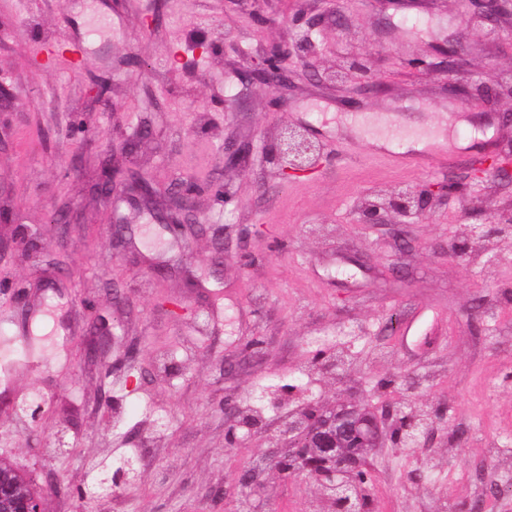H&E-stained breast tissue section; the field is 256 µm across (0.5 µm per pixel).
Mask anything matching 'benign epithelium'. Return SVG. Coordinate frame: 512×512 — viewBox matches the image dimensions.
I'll list each match as a JSON object with an SVG mask.
<instances>
[{
    "label": "benign epithelium",
    "instance_id": "benign-epithelium-1",
    "mask_svg": "<svg viewBox=\"0 0 512 512\" xmlns=\"http://www.w3.org/2000/svg\"><path fill=\"white\" fill-rule=\"evenodd\" d=\"M512 0H480L478 12L461 15L460 24L465 30L483 22L501 17L503 4ZM463 37H457L448 49L443 77L452 82L457 59L462 54ZM308 53V46L301 41L294 45L274 43L268 46L263 57L247 65V72L254 82L272 88L273 102L282 109L286 105V91L292 83L288 60L301 58ZM366 73L363 58L354 56L339 69L325 74L330 82L344 81L353 74ZM151 134L148 127H140L135 136L118 140L128 166H112V176L106 175L93 185L95 198L112 203L130 200L148 208L154 220L166 225L174 238L185 240L205 226L207 218L195 210V196L201 187L192 179L185 178L168 184L165 189L145 192L143 181L149 173L135 167L134 143ZM324 158L323 146L310 138L302 128L286 125L278 131L266 148L267 162L283 176L315 171ZM252 160L249 143H239L233 149L224 147V164L246 167ZM474 179L481 180L487 171L512 170V145L508 150L471 165ZM452 192L448 184H419L405 187L389 195L363 199L355 208L358 224H407L422 217L436 200H443ZM512 224V210H501L493 220L483 224L454 245L455 255L468 252L474 241L497 236L503 225ZM236 258L244 261L245 253L229 251L225 239H220L212 260L219 265ZM120 322L112 314L97 316V326L89 340L88 353L95 358L103 355L114 329ZM45 398L29 401L22 406L28 419L39 422L45 415ZM227 421L225 447L242 446L251 434L261 429L257 421L251 423L239 415L232 402L222 405ZM446 419V411H434L429 418L408 413L402 408L387 407L381 413L367 407L346 406L323 410L311 403L305 412L283 424L276 436L281 451L273 455L268 465L285 479L309 480L319 485L323 492L322 507L325 512H366V483L369 479L368 456L385 441L397 448H417L429 435L433 426ZM0 512H43L42 501L32 492L29 478L21 483L0 484Z\"/></svg>",
    "mask_w": 512,
    "mask_h": 512
}]
</instances>
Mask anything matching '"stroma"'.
<instances>
[{
    "mask_svg": "<svg viewBox=\"0 0 512 512\" xmlns=\"http://www.w3.org/2000/svg\"><path fill=\"white\" fill-rule=\"evenodd\" d=\"M465 0H0V460L34 478L44 512H312L317 494L264 464L270 440L304 401L256 402L266 386L303 377L325 404L447 411L418 448L375 449L374 512H512L493 449L512 443V229L464 259L448 254L468 228L512 205V178L469 185L473 158L512 145V96L457 102L436 68L458 34ZM471 28L454 83L512 81V40ZM214 48H197L198 37ZM309 42L288 64L285 111L242 81L271 43ZM81 47L74 66L70 51ZM366 75L329 85L310 77L354 53ZM106 80L110 103L91 100ZM149 124L136 156L161 185L192 175L223 181L234 203L209 195L210 223L249 228L231 238L250 266L215 265L212 232L177 243L148 212L121 205L134 245L112 242V216L88 206L89 186L112 152V128ZM307 127L326 160L288 178L263 145L284 124ZM253 148L248 168L224 163L226 140ZM457 183L418 221L358 224L354 207L376 190ZM195 258L200 289L151 266ZM128 296L112 338L111 370L88 358L85 304L108 310ZM183 301L181 318L158 305ZM261 336L252 358L240 344ZM329 349L345 360L325 374ZM50 401L38 425L12 411ZM255 414L265 430L224 445L219 405ZM65 432L68 447L49 438ZM137 475L117 493L99 479L126 461ZM262 466L257 494L237 481Z\"/></svg>",
    "mask_w": 512,
    "mask_h": 512,
    "instance_id": "stroma-1",
    "label": "stroma"
}]
</instances>
